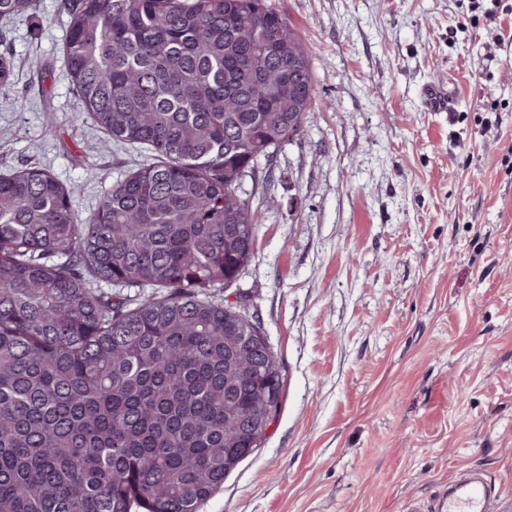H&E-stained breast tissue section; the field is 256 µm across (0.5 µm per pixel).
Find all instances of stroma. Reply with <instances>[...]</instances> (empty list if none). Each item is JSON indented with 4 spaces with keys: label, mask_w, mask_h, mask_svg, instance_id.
<instances>
[{
    "label": "stroma",
    "mask_w": 512,
    "mask_h": 512,
    "mask_svg": "<svg viewBox=\"0 0 512 512\" xmlns=\"http://www.w3.org/2000/svg\"><path fill=\"white\" fill-rule=\"evenodd\" d=\"M267 2L313 49L316 115L241 180L258 231L223 297L283 399L198 512H403L468 469L512 512V0ZM68 21L63 0L0 21V172L50 170L80 223L150 154L88 150ZM433 78L457 112L422 106Z\"/></svg>",
    "instance_id": "35a3bbf8"
}]
</instances>
